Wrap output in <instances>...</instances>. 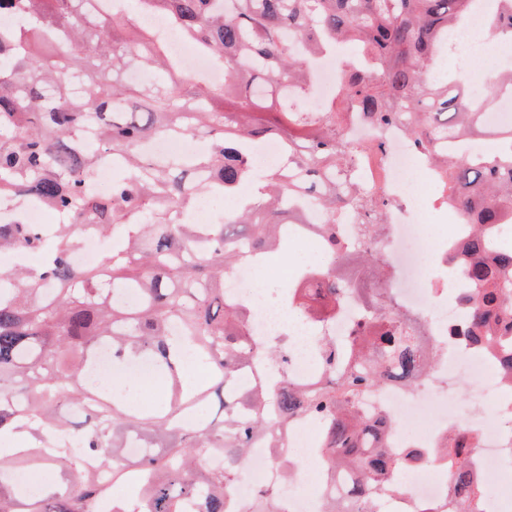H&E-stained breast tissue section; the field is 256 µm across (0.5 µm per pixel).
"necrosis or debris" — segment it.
<instances>
[{
    "mask_svg": "<svg viewBox=\"0 0 512 512\" xmlns=\"http://www.w3.org/2000/svg\"><path fill=\"white\" fill-rule=\"evenodd\" d=\"M139 21L167 44L186 73L205 75L213 83L223 82V69L174 34L162 17L143 15ZM488 33L486 15L475 11L448 36L459 71L474 89L479 81L469 68L470 61L491 50L500 56H512V46H489ZM347 63V58L340 54L319 57L312 68L308 99L312 108H322L334 90L340 88ZM342 135L351 148L347 181L364 194L384 197L390 221L376 238L367 240L360 232V218L341 214L336 218L338 237L344 243L380 254L390 272L389 292L397 304L430 335L452 349L450 357L444 358L427 377L408 385L387 384L365 398V409L385 412L395 419V426L385 435V443L404 460L408 475L403 484L404 496L391 497L388 507L390 512H410L412 507L433 504L439 512H451L453 502L446 482L425 478L422 466L439 449L448 429L459 422L449 381L468 382L485 408L476 426L479 446L473 453V469L480 474L512 472V381L492 371L499 350L489 347L484 352H474L468 337L452 333L458 325V299L466 283L459 277L449 276L446 258L449 250L461 247L470 228L456 223L447 236L436 238L415 223L413 215L425 208L426 201L422 195L411 193L403 175L421 165L423 158L399 125L379 128L363 113L351 112L343 121ZM224 288L227 295L251 306L252 337L264 343L288 337L289 375L299 381L311 379L318 367L315 333L289 307L287 292L279 288H255L253 269L249 266L239 267L227 276ZM318 443L317 431L307 422L298 420L289 425L282 453L298 461L294 474L289 477L277 471L265 444L251 448L230 492L234 512H252L254 494L262 487L274 490L283 512H321L318 489L308 494L300 490L301 484L312 477L303 460ZM312 478L318 488L332 480L323 468Z\"/></svg>",
    "mask_w": 512,
    "mask_h": 512,
    "instance_id": "obj_1",
    "label": "necrosis or debris"
}]
</instances>
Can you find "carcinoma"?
Returning <instances> with one entry per match:
<instances>
[{"instance_id": "obj_1", "label": "carcinoma", "mask_w": 512, "mask_h": 512, "mask_svg": "<svg viewBox=\"0 0 512 512\" xmlns=\"http://www.w3.org/2000/svg\"><path fill=\"white\" fill-rule=\"evenodd\" d=\"M96 0H0V14L21 23L0 27V199L33 197L64 223L50 235L36 224L0 223V251L35 253V269H0L12 285L0 296V433L25 429L32 447L0 459V470L51 465L66 482L43 487L18 507L0 483V512H101V477L58 443L61 435L84 453L112 466V479L131 481L136 497L127 512H226L248 449L266 439L282 448L281 430L305 419L320 433L331 474L354 479L325 512H373L378 495L402 493L403 462L384 444L394 424L388 414L368 417L360 403L388 383L422 376L432 359L426 331L401 311L383 288L376 254L336 236V213L372 211L368 233L382 230L387 204L348 184L336 172L349 151L341 136L344 114L363 112L379 123H405L430 164L441 170L464 223L472 226L468 257L448 266L469 285L465 335L476 350L511 345L498 361L512 379V124L490 126L496 98L470 99L459 74L429 79L425 71L448 54V28L462 24L475 0H137L139 14L164 17L224 70V82L205 84L185 73L164 43L132 15L94 8ZM492 33L512 41V0H495ZM299 38L300 54L288 44ZM349 44L378 62L348 72L340 104L311 112L301 107L318 54ZM37 45L57 51L36 57ZM157 68L153 82L132 83L127 69ZM112 70V86L99 79ZM277 107L273 125L261 110ZM85 126V143L75 131ZM212 135L199 154L148 156L157 137L188 139L201 128ZM509 141L491 154L476 151L472 134ZM267 140L288 147L284 164L254 170L252 150ZM124 159L112 192L98 194L92 178L99 155ZM236 213L219 224H185L177 215L194 208L203 191L237 197ZM313 200L323 212L320 245L339 267L303 274L288 293L312 323L327 319L345 293L357 295L362 321L349 341L328 336L320 368L306 383L288 378L285 346L249 343L250 309L224 295V278L287 244L283 225L291 197ZM501 230L500 240L487 237ZM112 241L96 265H76L82 234ZM351 261L368 275L348 277ZM139 293L135 306L113 301L110 291ZM211 371V385L182 383V345ZM126 367L146 358L167 399L153 415L88 384L97 354ZM261 359L279 361L263 383L238 384L241 369ZM197 416L186 426L183 416ZM135 440L132 460L117 452ZM477 434L459 427L444 442V475L455 512H475L488 477L473 474ZM219 454L222 464L203 458ZM254 512H278L273 490L263 488Z\"/></svg>"}]
</instances>
